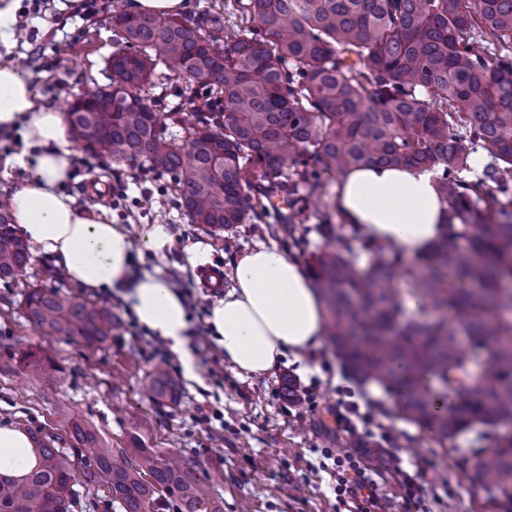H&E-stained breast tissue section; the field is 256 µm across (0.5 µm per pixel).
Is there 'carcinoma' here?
Masks as SVG:
<instances>
[{"mask_svg": "<svg viewBox=\"0 0 512 512\" xmlns=\"http://www.w3.org/2000/svg\"><path fill=\"white\" fill-rule=\"evenodd\" d=\"M242 25L205 9L173 17L112 15L120 45L108 82L64 99L73 141L115 163L144 160L172 175L193 224L229 230L288 201L290 224L322 195L325 180L367 165L436 173L448 226L421 265L395 247L364 242L360 269L349 239L308 271L329 313L327 336L355 378L395 396L412 422L445 447L466 433L469 479L512 500V0H234ZM183 79L168 105L156 89ZM181 127L182 135L169 131ZM489 162L476 174L479 152ZM30 249L0 204V281L24 276ZM423 300L406 314L399 281ZM22 307L46 336L94 347L117 328L105 308L32 286ZM25 367L49 376L56 363L30 351ZM150 386L176 402L178 382L156 365ZM39 464L21 482L0 475V512H70L75 474L53 440L32 435ZM84 457L82 483L103 484V503L123 512H223L196 469L132 437L106 448L72 419Z\"/></svg>", "mask_w": 512, "mask_h": 512, "instance_id": "cac0c4a2", "label": "carcinoma"}]
</instances>
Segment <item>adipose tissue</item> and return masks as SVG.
<instances>
[{"instance_id": "ef3b65f1", "label": "adipose tissue", "mask_w": 512, "mask_h": 512, "mask_svg": "<svg viewBox=\"0 0 512 512\" xmlns=\"http://www.w3.org/2000/svg\"><path fill=\"white\" fill-rule=\"evenodd\" d=\"M23 127L35 152L14 156L28 173L9 202L23 237L54 258L68 278L89 291L123 290L137 322L177 354L185 377L196 380L181 297L163 277L132 275L135 259L163 254L172 239L155 225L134 242L123 225L88 213L65 195L73 151L61 112L40 106L19 68L0 63V132ZM344 223L361 236L396 247L405 260L427 253L446 228L448 206L433 172L421 168L367 166L353 170L337 189ZM233 287L210 311L208 324L226 363L241 376L272 372L287 356L318 346L327 312L310 276L275 246L247 250L233 269ZM39 462L29 434L0 425V474L24 478Z\"/></svg>"}]
</instances>
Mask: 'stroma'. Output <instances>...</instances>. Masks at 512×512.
Masks as SVG:
<instances>
[{
  "instance_id": "1",
  "label": "stroma",
  "mask_w": 512,
  "mask_h": 512,
  "mask_svg": "<svg viewBox=\"0 0 512 512\" xmlns=\"http://www.w3.org/2000/svg\"><path fill=\"white\" fill-rule=\"evenodd\" d=\"M109 5L110 0H94L96 16L85 21L73 0H54L39 18L32 14V0H18V12L30 15L28 37L0 41V61L29 59L23 72L38 102L61 109L52 88L60 76L52 68L55 59H62L66 72L61 76L72 93L107 81L106 60L120 39L107 20ZM118 178L129 186L127 219L112 205V184ZM336 187V181H327L321 206L294 226L278 223L270 213L264 221L217 234L191 223L178 205L172 178L154 174L141 161L118 164L76 150L63 191L83 210L124 224L132 236L165 226L171 247L162 256L135 263L133 272L156 273L191 288L197 306L189 310L188 321L194 324L207 320L215 301L202 286L200 266L219 267L229 288L237 257L256 246L273 244L306 262L327 244L319 224L341 221ZM30 284L111 309L119 318L118 331L98 348L41 335L19 306ZM144 333L121 297L77 288L53 258L33 255L23 280L0 281V424L54 434L55 447L71 453L78 471L84 460L73 452L72 419H80L112 448L126 447L132 435H139L147 447L194 466L223 501L224 512H344L333 490L334 462L326 451L346 447L349 436L337 432L334 412L353 403L363 439L380 443L390 456L374 467L386 512H494L493 492L474 490L467 477L470 436L448 450L435 447L426 432L399 413L390 395L356 381L328 341L302 358L283 359L271 374L250 378L236 375L215 342L200 345L197 381L185 380L179 360H172L169 371L180 381V401L162 405L148 387L155 361ZM31 351L52 358L58 372L49 378L27 372L20 359ZM291 389L298 401L289 400ZM216 409L223 412V421L199 424L201 412ZM406 473L422 487L412 501L402 485Z\"/></svg>"
}]
</instances>
